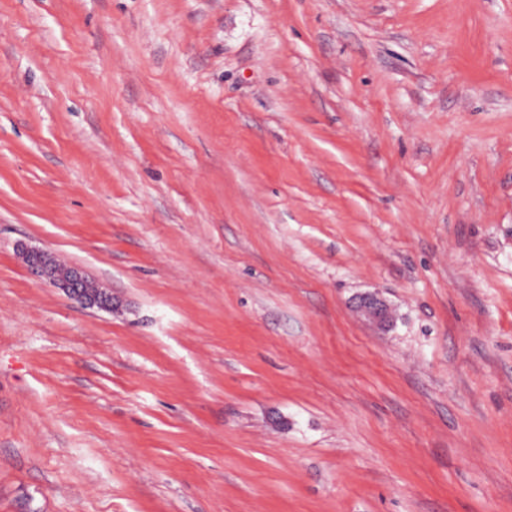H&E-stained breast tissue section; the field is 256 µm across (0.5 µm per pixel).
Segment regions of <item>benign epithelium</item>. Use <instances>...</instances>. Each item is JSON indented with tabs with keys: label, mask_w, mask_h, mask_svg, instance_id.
I'll use <instances>...</instances> for the list:
<instances>
[{
	"label": "benign epithelium",
	"mask_w": 512,
	"mask_h": 512,
	"mask_svg": "<svg viewBox=\"0 0 512 512\" xmlns=\"http://www.w3.org/2000/svg\"><path fill=\"white\" fill-rule=\"evenodd\" d=\"M20 255L31 273L63 292L80 304L101 310H112V294L105 288L89 290L84 287L87 276L78 267H70L68 274L60 273L55 255L44 248L25 246ZM358 311L380 329H386L392 322L391 310L380 297L367 295L358 302Z\"/></svg>",
	"instance_id": "obj_1"
}]
</instances>
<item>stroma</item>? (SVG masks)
Masks as SVG:
<instances>
[{"label":"stroma","mask_w":512,"mask_h":512,"mask_svg":"<svg viewBox=\"0 0 512 512\" xmlns=\"http://www.w3.org/2000/svg\"><path fill=\"white\" fill-rule=\"evenodd\" d=\"M0 512H512V0H0ZM24 263L27 265L31 273L63 292L69 298L79 302L80 304L101 310L112 311V294L105 288H95L89 290L95 285L91 281H87V287L84 288L87 276L85 272L78 267H69L68 274H61L58 269V262L55 255L44 248L21 246L19 250ZM62 270L68 267L60 265ZM358 311L380 329L388 328L392 322L388 304L382 298L374 295L362 297L358 302Z\"/></svg>","instance_id":"obj_1"}]
</instances>
